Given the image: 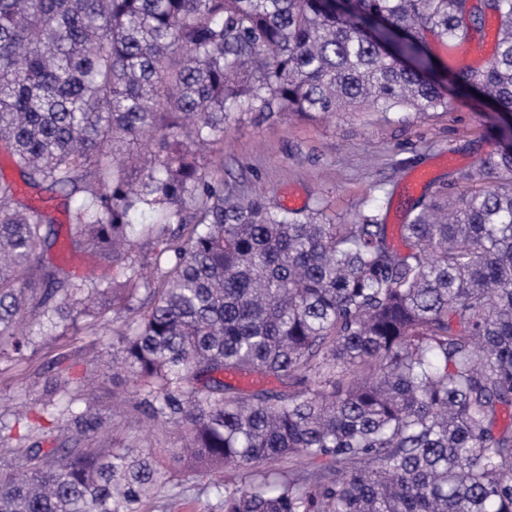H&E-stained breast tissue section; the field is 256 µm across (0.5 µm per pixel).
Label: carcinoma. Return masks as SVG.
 I'll return each instance as SVG.
<instances>
[{
  "label": "carcinoma",
  "instance_id": "carcinoma-1",
  "mask_svg": "<svg viewBox=\"0 0 512 512\" xmlns=\"http://www.w3.org/2000/svg\"><path fill=\"white\" fill-rule=\"evenodd\" d=\"M468 2L0 0V146L21 176H0V363L122 314L132 410L182 433L172 465L224 473L222 512H512V0ZM487 12L493 58L449 72L507 115L505 144L457 194L429 183L404 249L372 211L335 224L224 185L234 112L448 111L428 37L463 42ZM26 187L65 197L66 231ZM55 245L116 274L74 280L44 263ZM67 361L41 405L70 447L0 414V512H143L168 469L99 445L112 421ZM254 373L293 389L224 382Z\"/></svg>",
  "mask_w": 512,
  "mask_h": 512
}]
</instances>
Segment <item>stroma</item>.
I'll use <instances>...</instances> for the list:
<instances>
[{
	"instance_id": "stroma-1",
	"label": "stroma",
	"mask_w": 512,
	"mask_h": 512,
	"mask_svg": "<svg viewBox=\"0 0 512 512\" xmlns=\"http://www.w3.org/2000/svg\"><path fill=\"white\" fill-rule=\"evenodd\" d=\"M430 48L438 62L437 75L443 78L461 59L476 68L484 66L493 54L494 38L489 35L483 44L458 47L434 40ZM499 124L484 99L459 89L449 90L447 111L423 116L402 112L387 118L366 109L312 121L236 112L227 121L218 155L225 182L241 194L260 193L294 210L319 205L337 224L355 223L360 214L374 210L396 243L408 200L423 192L414 180L417 171L426 170L428 178L441 183L456 181L461 171L499 150ZM61 353L69 356L72 376L94 378L98 411L106 417L115 414L113 394L127 383L112 370L115 348L88 333L75 336L64 348L54 342L37 344L17 367L1 370L0 407L10 408L22 399L37 406ZM103 441L121 447L150 445L164 457L180 446L181 433L128 412L119 429ZM171 481L181 494L182 512H218L219 473L188 469L173 474Z\"/></svg>"
}]
</instances>
